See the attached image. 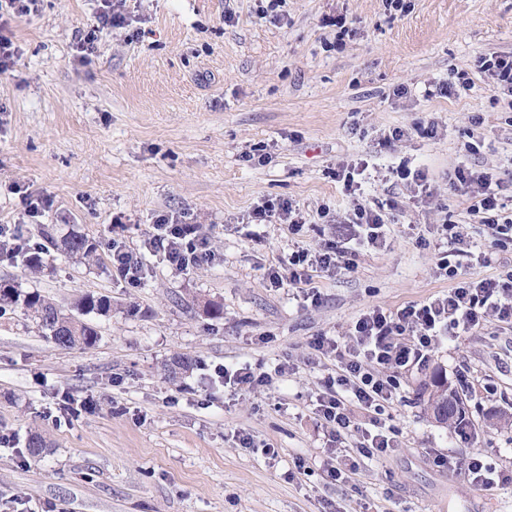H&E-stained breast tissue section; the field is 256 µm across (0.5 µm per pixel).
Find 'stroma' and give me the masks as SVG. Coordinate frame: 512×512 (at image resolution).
<instances>
[{
  "label": "stroma",
  "mask_w": 512,
  "mask_h": 512,
  "mask_svg": "<svg viewBox=\"0 0 512 512\" xmlns=\"http://www.w3.org/2000/svg\"><path fill=\"white\" fill-rule=\"evenodd\" d=\"M261 7L126 0L128 26L100 33L86 57L75 34L94 25L96 0H40L10 23L20 56L0 75V225H23L38 242L48 224L55 237L76 232L102 247L92 266L52 251L35 278L0 254V283L66 309L83 294L106 295L112 313L92 316L101 338L85 350L58 349L22 311L0 316V512H512V484L472 489L433 463L479 453L512 470V428L488 420L512 414L511 325L444 340L427 365L400 371L389 410L396 451L359 459L340 481L323 469L330 441L313 410L335 366L306 361L322 334L348 349L352 323L371 309L445 293L442 225L464 227L463 272L493 279L512 265V245L493 246L449 184L458 166L512 182V95L480 69L481 58L512 52V0H406L402 10L386 0H285L278 23ZM337 16L354 21L341 41L329 23ZM450 78L462 88L441 96ZM432 122L438 137L422 136ZM397 128L402 140L384 145ZM256 149L270 163L245 161ZM357 163L361 201L396 193L406 202L385 246L360 251L353 271L315 276L317 302L271 287V261L318 248L334 228L292 235L252 223L254 208L287 199L310 220L324 207L344 215L351 198L336 172ZM401 165L427 170L429 194L411 197L395 182ZM29 193L50 207L28 216ZM171 214L201 225L215 261L180 274L154 257L137 285L113 275V245L139 247ZM490 248L497 265L477 264ZM178 357L195 367L169 378ZM287 360L294 374L252 391L215 373ZM436 368L463 390L468 437L432 419L417 395ZM71 396L92 409L68 418ZM242 432L253 447H239ZM267 445L277 462L264 458Z\"/></svg>",
  "instance_id": "stroma-1"
}]
</instances>
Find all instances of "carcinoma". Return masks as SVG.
Listing matches in <instances>:
<instances>
[{"label": "carcinoma", "mask_w": 512, "mask_h": 512, "mask_svg": "<svg viewBox=\"0 0 512 512\" xmlns=\"http://www.w3.org/2000/svg\"><path fill=\"white\" fill-rule=\"evenodd\" d=\"M98 247L99 242L72 233L62 240L58 250L90 263L95 261ZM43 254L42 249L24 253V267L30 274L37 276L43 273L46 267ZM9 308L21 309L56 347L66 350L85 349L96 345L100 334L96 326L81 320V317L90 314L108 315L112 312V300L104 295L86 293L74 303L73 310L67 311L38 292H24L14 284H0V313ZM419 395L436 422L453 428L456 433L466 432L470 420L458 411V402L462 401L458 387L449 383L441 373H433L422 384Z\"/></svg>", "instance_id": "cac0c4a2"}]
</instances>
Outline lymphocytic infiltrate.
Here are the masks:
<instances>
[{"instance_id":"f902f5d3","label":"lymphocytic infiltrate","mask_w":512,"mask_h":512,"mask_svg":"<svg viewBox=\"0 0 512 512\" xmlns=\"http://www.w3.org/2000/svg\"><path fill=\"white\" fill-rule=\"evenodd\" d=\"M0 9V73L12 70L18 47L4 33L9 21L35 13L39 0H1ZM452 184L471 199L469 211L485 224L495 245L512 242V216L498 214L497 192L502 180L490 168L470 170L456 167ZM397 198L388 199L385 208L354 203L343 220L349 237L359 246L381 247L386 241L393 212L402 210ZM162 253L166 264L175 272L187 273L212 262L214 252L198 225L163 215L153 224L141 247L113 248L112 270L128 283L141 281L144 252ZM355 253L335 241H327L319 249H302L278 258L268 268L273 287L289 285L306 292L315 273L350 270L355 266ZM440 271L455 279L454 287L423 303L410 304L394 313L374 309L361 315L351 333L353 345L339 354L335 338L318 336L311 344L316 357H338L339 373L329 377L325 391L317 400V414L333 440H340L354 426V409L368 412V425L354 452L366 458H381L395 443L387 433L380 416L398 395L397 371L425 365L441 337L458 336L483 327L491 321L512 322V268L497 278H462L457 266L442 261Z\"/></svg>"}]
</instances>
